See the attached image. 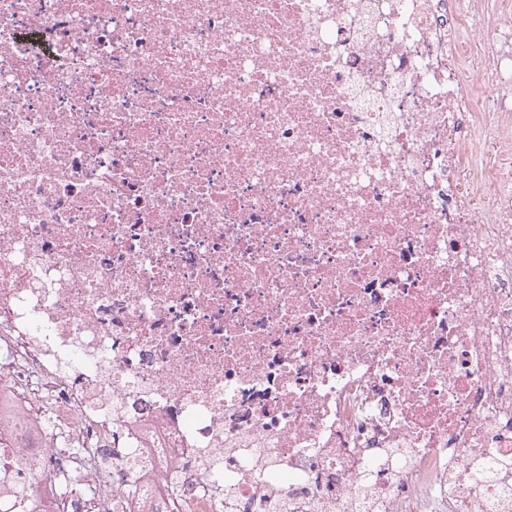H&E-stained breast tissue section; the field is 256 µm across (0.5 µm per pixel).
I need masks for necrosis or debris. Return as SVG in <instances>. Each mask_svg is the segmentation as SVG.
Here are the masks:
<instances>
[{"label":"necrosis or debris","instance_id":"1","mask_svg":"<svg viewBox=\"0 0 512 512\" xmlns=\"http://www.w3.org/2000/svg\"><path fill=\"white\" fill-rule=\"evenodd\" d=\"M52 503L512 512V0H0V507Z\"/></svg>","mask_w":512,"mask_h":512}]
</instances>
